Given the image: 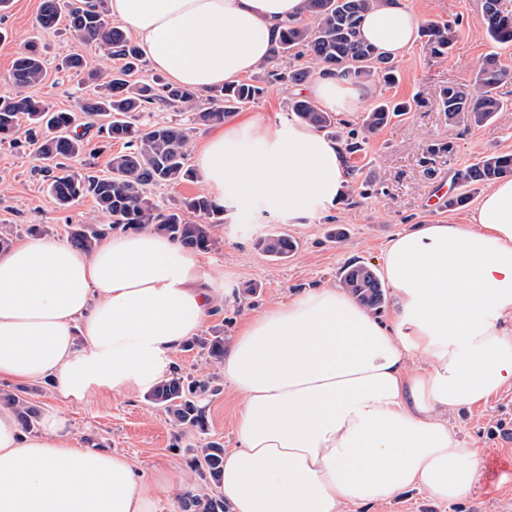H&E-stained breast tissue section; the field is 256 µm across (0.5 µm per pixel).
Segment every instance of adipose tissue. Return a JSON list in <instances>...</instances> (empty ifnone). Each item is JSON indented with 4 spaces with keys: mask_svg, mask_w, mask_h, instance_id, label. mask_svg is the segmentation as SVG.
Masks as SVG:
<instances>
[{
    "mask_svg": "<svg viewBox=\"0 0 512 512\" xmlns=\"http://www.w3.org/2000/svg\"><path fill=\"white\" fill-rule=\"evenodd\" d=\"M304 0H108L154 69L198 91L266 63ZM406 0H379L362 37L398 59L420 37ZM323 108L353 112L368 85L316 75ZM194 164L217 206L294 224L334 204L340 146L306 123H220ZM393 310L381 319L318 286L249 317L220 367L240 395L220 491L231 512H369L419 490L442 504L479 482L477 449L448 418L512 387V179L465 224H417L383 256ZM224 299L199 256L144 230L89 254L45 239L0 254V379L51 378L66 396L152 387ZM25 433L0 404V512H158L186 478L77 448L49 412Z\"/></svg>",
    "mask_w": 512,
    "mask_h": 512,
    "instance_id": "ef3b65f1",
    "label": "adipose tissue"
}]
</instances>
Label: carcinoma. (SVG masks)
<instances>
[{"mask_svg":"<svg viewBox=\"0 0 512 512\" xmlns=\"http://www.w3.org/2000/svg\"><path fill=\"white\" fill-rule=\"evenodd\" d=\"M376 0H304L309 23L290 22L283 26L271 62L262 66V80L228 84L205 99L197 92L176 85L162 86L157 92L152 83L138 76L142 53L127 33L112 23L105 0H43L38 25L50 29L61 16L80 39L123 61L113 74L87 73L99 82L102 93L81 103L86 117L104 116L108 122L100 129L107 138L124 142L126 151L112 156L110 177L62 174L51 176L49 190L57 203L70 207L92 196L110 219L107 224H74L70 243L82 253H90L99 242L116 229L153 231L170 237L186 248L208 249L213 243L214 225L190 222L177 210L165 208L149 194L154 185L175 184L194 177L187 160L191 141L181 123L150 126L138 124L136 118L155 104L190 113L189 120L208 125L224 120L229 114L256 101L266 87L273 84L303 83L323 71L361 82L377 78L390 85L396 79V65L378 54L360 36L365 15ZM486 33L500 45H512V11L501 0H484ZM427 46L433 52L450 49L454 34L448 24H431L424 30ZM45 68L35 45H30L15 59L11 79L17 88L13 95L0 96V141L15 133L20 116L29 121L26 143L44 161L75 159L85 152L83 138L72 134L77 114L57 110L42 100L22 93V89L41 83ZM504 74L495 59L484 60L474 85H453L443 91V108L448 119L480 125L502 110L497 89ZM406 110L402 103L381 101L365 113L363 134H371L387 124L396 112ZM288 111L321 132L334 133L336 115L305 99L288 102ZM512 176V155L489 154L469 166L463 181L465 191L448 200V207L465 205L471 195L498 179ZM193 212L208 217L219 213L211 200L200 195L188 203ZM255 248L276 260L293 255L298 242L286 235L268 234L255 241ZM339 285L365 309L378 314L387 303V293L374 270L366 264L346 266ZM206 354V364L218 368L224 361V337L216 331L196 339ZM212 376L191 380L175 366L148 392L147 400L160 407L179 427L205 431L199 400L211 390ZM5 405L13 408L26 429L33 426L32 410L21 395L9 393ZM190 468L207 474L218 485L224 472V447L217 441H205L190 461ZM201 512H228L224 497H194Z\"/></svg>","mask_w":512,"mask_h":512,"instance_id":"obj_1","label":"carcinoma"}]
</instances>
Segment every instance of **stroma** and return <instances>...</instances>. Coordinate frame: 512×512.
<instances>
[{
  "instance_id": "1",
  "label": "stroma",
  "mask_w": 512,
  "mask_h": 512,
  "mask_svg": "<svg viewBox=\"0 0 512 512\" xmlns=\"http://www.w3.org/2000/svg\"><path fill=\"white\" fill-rule=\"evenodd\" d=\"M407 3L425 22L451 25L456 32L451 51L434 55L424 42H416L397 62L395 85L371 83L370 94L357 110L338 116L336 141L342 145L359 136L362 116L378 100L411 105L404 115L372 134L361 151L344 153L347 188L335 206L302 224L262 220L253 211L230 207L223 215L213 216L214 243L203 251L202 258L214 287L224 291V304L206 321L202 335L220 329L225 343H232L248 316L302 289L337 286L347 264L361 262L380 269L389 241L413 225L468 223L470 206L431 209L429 200L439 184L459 180L467 167L484 155H512V78L500 89L504 111L484 125L467 127L450 121L442 108L443 89L469 83L476 67L488 57H495L512 75V47H498L488 37L484 0ZM41 4L42 0H11L8 9L0 12V93L10 89L13 62L28 38L36 34L47 77L29 93L56 109L74 111L97 87L58 73L62 60L80 56L87 70L99 73L113 72L118 62L78 40L65 25L36 33ZM303 95L302 86L274 85L242 113L270 125L285 124L289 100ZM83 136L85 154L66 161V169L109 176L110 160L122 151V143L105 141L92 128L85 129ZM445 144L452 145V152H442ZM42 166L28 148L0 144V225H12L17 240L23 241L28 225L37 224L43 237L63 242L68 225L105 223L93 197L60 207L48 189ZM271 233L297 240L298 251L275 261L255 249V239ZM213 386V392L200 402L207 421L203 433L175 427L162 410L147 401L145 391L138 389L121 395L97 392L77 400L43 381L19 385L1 380L0 392H24L37 415L54 410L67 418L78 447L115 451L146 472L174 475L189 472L199 439L220 442L228 449L236 445L234 412L239 398L223 377H216ZM451 425L460 442L483 450L476 491L451 506L411 491L375 512H498L502 504L512 503V388L492 395L486 403L459 410Z\"/></svg>"
}]
</instances>
